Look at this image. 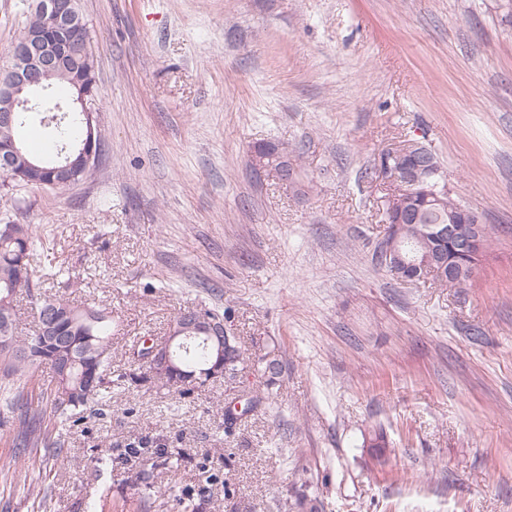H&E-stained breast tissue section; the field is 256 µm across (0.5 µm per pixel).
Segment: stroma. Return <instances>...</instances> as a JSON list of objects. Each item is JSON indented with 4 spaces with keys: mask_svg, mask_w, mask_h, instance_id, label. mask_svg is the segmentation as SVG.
<instances>
[{
    "mask_svg": "<svg viewBox=\"0 0 512 512\" xmlns=\"http://www.w3.org/2000/svg\"><path fill=\"white\" fill-rule=\"evenodd\" d=\"M97 60L93 178L0 186V223L35 225L70 300L112 318V364L163 342L186 309L228 311L247 355L280 356L181 397L113 388L105 416L47 459L48 499L0 469V512L99 499L184 512H512V0H81ZM430 146L454 197L496 228L461 292L393 279L385 149ZM294 147L298 184L258 176L259 143ZM481 336H474V329ZM264 403L225 433L219 410ZM389 441L377 461L369 438ZM160 437L155 488L113 449ZM106 457L95 465V457Z\"/></svg>",
    "mask_w": 512,
    "mask_h": 512,
    "instance_id": "obj_1",
    "label": "stroma"
}]
</instances>
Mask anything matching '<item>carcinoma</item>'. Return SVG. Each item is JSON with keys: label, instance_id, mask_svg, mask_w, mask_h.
I'll return each instance as SVG.
<instances>
[{"label": "carcinoma", "instance_id": "carcinoma-1", "mask_svg": "<svg viewBox=\"0 0 512 512\" xmlns=\"http://www.w3.org/2000/svg\"><path fill=\"white\" fill-rule=\"evenodd\" d=\"M19 14L23 17L18 34L8 47L7 64H19L22 59L11 57L22 46L29 34L37 29L50 31L53 24L40 13L37 0H19ZM78 71L73 76L85 80V86L96 84V57L76 56ZM57 101L49 96L41 101L39 112H18L10 128H0V145L15 141L22 143L19 130L31 122H39L46 130L52 151L35 156L22 148L17 168L26 169L24 185L60 188L69 179L76 183L90 177L93 171L80 160V147L86 127L79 112L56 111ZM416 222L399 227L404 248L421 255L428 246L442 252L448 264L461 262L456 251L437 239L427 243L422 235L430 233L436 224L448 223V213L436 204L432 196H410ZM37 230L29 224L8 221L0 224V427H9L16 433L14 456L44 449L55 460L64 459L68 431L84 419V414L106 406L109 389L126 381L127 374L112 369V334L109 331L108 312L96 306L76 305L62 295H36L34 318L36 330L22 336L14 310L17 292L41 288L46 281H56L63 270L52 272L41 266L37 246ZM227 339L236 355L233 364L238 372L262 365L263 373L275 378L281 372V360L262 356L252 359L242 350L233 332ZM150 348L146 341L135 340L129 345V362L146 368L142 379L152 378L164 386L188 385L203 387L208 377L203 372L217 361L215 343L205 337L178 339L169 346L173 367L164 371L147 364ZM52 371L46 386L39 383L40 367ZM263 400L261 396L246 399L242 410L236 406L224 408V431L231 432L242 417L252 412ZM151 462L157 469L171 464L172 452L158 438H141L117 449L115 461L127 464L134 459Z\"/></svg>", "mask_w": 512, "mask_h": 512}]
</instances>
